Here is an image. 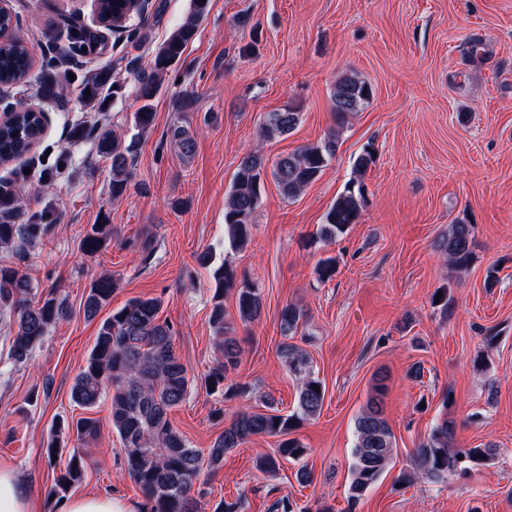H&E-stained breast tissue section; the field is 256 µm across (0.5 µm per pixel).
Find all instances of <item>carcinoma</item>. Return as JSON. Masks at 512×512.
I'll return each mask as SVG.
<instances>
[{
	"mask_svg": "<svg viewBox=\"0 0 512 512\" xmlns=\"http://www.w3.org/2000/svg\"><path fill=\"white\" fill-rule=\"evenodd\" d=\"M209 0H191V11L169 38L159 47L149 71L142 74L139 97L145 100L136 113V126L148 129L153 122L150 100L160 89L162 75L179 62L185 45L193 38L199 20L207 13ZM101 20L132 15V0H99ZM44 37L54 43L66 45L40 69L38 83L43 97L62 98L71 83V71L65 68L69 60L83 52L93 34L65 24ZM32 68V59L24 42L18 37L0 43V83L17 84ZM122 86L112 81V68L102 66L90 72L80 82V98L97 110L111 95L121 92ZM369 85L355 75H343L334 84L331 94L336 123L342 125L347 116L359 111L370 98ZM300 111L289 106L271 112L260 126L263 141L284 137L299 123ZM184 154L195 148L194 139L181 125L170 129ZM43 135L38 115L18 112L0 124V162H9L24 156ZM99 156L112 161V196L119 197L127 189L131 178V147L122 144L112 132L98 134ZM338 136L331 131L318 143L305 146L273 164H268L259 149L245 154L229 191L224 208V245L231 249L242 247L251 235L252 216L259 207L265 178L272 175L284 196L294 198L315 181L336 156ZM373 163V149L363 150L354 164V177L336 196L329 207L320 237L332 241L345 233L352 224L360 222L366 205L364 177ZM22 215V196L12 189H0V249L12 253L14 261L0 264V313L9 317L14 328L11 356L19 364L28 362L41 345L50 329L68 317L64 302L55 292L35 299L31 282L23 270L29 258V248L40 242L49 231L53 218L46 211L33 212L24 224L18 223ZM109 224H94L85 234L81 247L84 253L94 255L106 248L111 239ZM473 227L469 224L451 225L448 236L439 243L448 260L456 266H465L471 256ZM213 248L203 249L196 262L213 268L215 291L209 322L214 329L216 344L223 361L217 363L205 376V383L214 391L224 390L228 368L235 367L241 355L238 339L226 319L224 291L236 292L237 311L244 321L261 317L263 298L260 288L242 281L237 283L233 268L226 263L215 265ZM119 286V278L104 273L94 279L84 302V313L93 317L110 303ZM162 300L132 298L115 309L101 323L94 346L85 365L71 388V399L85 410L94 409L100 399L110 397L109 419L112 431L124 449L125 469L140 490L145 504L143 512H201L192 495L203 468L214 471L224 462V455L239 447L253 436L279 438L274 453L256 459L262 471H274L280 460L300 462L306 448L293 431L305 420L320 414L325 397L321 382L312 376L308 357L296 345L280 344V353L288 364L289 372L301 381L296 410L288 414L243 410L215 439L208 457L189 446L187 440L170 421V413L187 397L191 380L185 365L174 349L172 326L160 319ZM304 312L295 304H285L280 312L283 336L293 333ZM384 378L376 379L374 395L355 419V444L350 468L348 504L354 507L363 494L382 476L394 457V434L384 417ZM319 386L314 390L313 386ZM69 434L76 440L88 442L100 435V421L81 417L67 423ZM454 430L448 421L437 424L428 437L421 441L411 455V471L401 476V482L410 483L421 475L441 479L457 471L485 465L494 459V448L456 449L452 446ZM84 456L75 448L63 473L54 478L49 495L60 500L69 487L78 484L84 473Z\"/></svg>",
	"mask_w": 512,
	"mask_h": 512,
	"instance_id": "obj_1",
	"label": "carcinoma"
}]
</instances>
